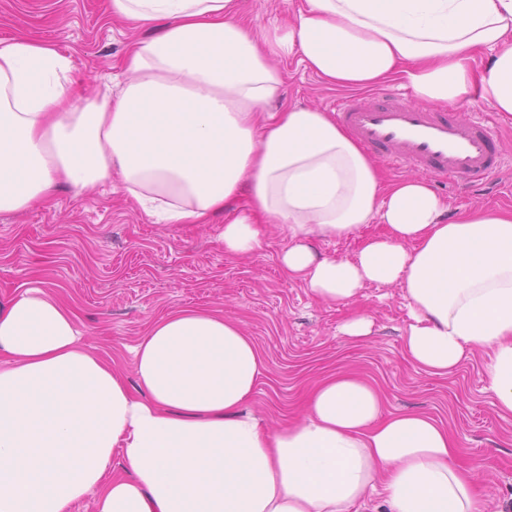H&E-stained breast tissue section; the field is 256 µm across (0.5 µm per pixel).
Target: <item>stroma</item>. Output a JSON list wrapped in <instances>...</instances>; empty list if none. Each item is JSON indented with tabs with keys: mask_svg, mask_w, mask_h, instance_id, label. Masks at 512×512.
<instances>
[{
	"mask_svg": "<svg viewBox=\"0 0 512 512\" xmlns=\"http://www.w3.org/2000/svg\"><path fill=\"white\" fill-rule=\"evenodd\" d=\"M159 26L133 29L112 17L108 0H0V39L22 33L55 44L72 60L86 93L120 91L115 62L127 45ZM287 74L283 106L330 110L344 90L326 83L298 58L281 60ZM492 177L476 185L434 180L449 213L480 206L512 210V195ZM223 216L209 224H156L119 185L83 192L60 187L46 202L0 212V297L21 286L50 285L79 315L82 340L134 384L132 352L155 320L182 308H211L241 322L266 356L247 406L266 427L301 413L312 383L351 370L382 390L386 412L422 410L452 431L463 463L480 467L478 493L486 512L512 500V415H502L487 390L485 360L473 355L449 378L415 367L403 348L410 318L398 288L370 284L354 307L322 304L301 279L283 270L284 241L271 227L259 251L224 252ZM372 316V335L340 333L352 310Z\"/></svg>",
	"mask_w": 512,
	"mask_h": 512,
	"instance_id": "obj_1",
	"label": "stroma"
}]
</instances>
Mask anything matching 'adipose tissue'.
<instances>
[{
    "label": "adipose tissue",
    "instance_id": "1",
    "mask_svg": "<svg viewBox=\"0 0 512 512\" xmlns=\"http://www.w3.org/2000/svg\"><path fill=\"white\" fill-rule=\"evenodd\" d=\"M114 17L162 31L132 43L118 98L74 93L71 60L26 34L0 39V211L119 178L160 224L227 212L224 251L249 256L273 225L280 263L325 304L397 286L410 361L440 378L474 352L512 414V211L463 210L428 180L386 182L327 113L269 111L298 56L326 82L402 78L422 104L476 93L512 117V0H304L283 27L245 24L236 0H110ZM487 63L474 68L477 51ZM383 226L355 258L316 238ZM135 387L83 343L52 291L0 297V512H484L477 468L421 411L383 412L354 371L313 386L294 422L261 427L245 406L265 355L216 309H179L134 348Z\"/></svg>",
    "mask_w": 512,
    "mask_h": 512
}]
</instances>
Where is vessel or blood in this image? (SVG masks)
<instances>
[{
    "label": "vessel or blood",
    "mask_w": 512,
    "mask_h": 512,
    "mask_svg": "<svg viewBox=\"0 0 512 512\" xmlns=\"http://www.w3.org/2000/svg\"><path fill=\"white\" fill-rule=\"evenodd\" d=\"M334 117L395 170L471 184L500 174L506 164L490 118L463 121L454 109L418 106L397 92L380 91L368 101L338 99Z\"/></svg>",
    "instance_id": "b4317fda"
}]
</instances>
